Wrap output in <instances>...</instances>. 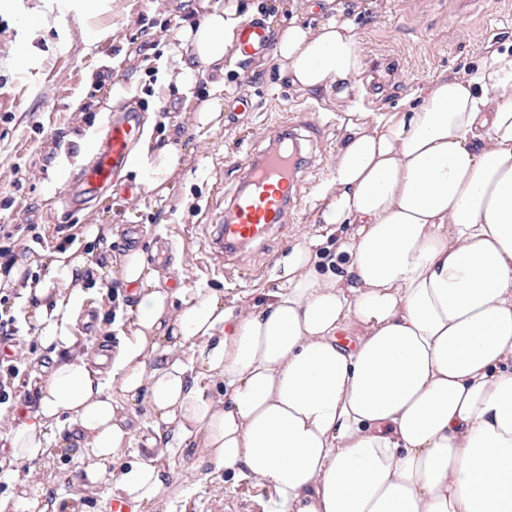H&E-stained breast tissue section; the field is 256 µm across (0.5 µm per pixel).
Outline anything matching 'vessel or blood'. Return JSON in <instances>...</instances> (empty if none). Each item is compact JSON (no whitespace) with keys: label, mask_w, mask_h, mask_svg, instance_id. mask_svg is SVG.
Returning <instances> with one entry per match:
<instances>
[{"label":"vessel or blood","mask_w":512,"mask_h":512,"mask_svg":"<svg viewBox=\"0 0 512 512\" xmlns=\"http://www.w3.org/2000/svg\"><path fill=\"white\" fill-rule=\"evenodd\" d=\"M270 39L264 24L249 20L240 34L245 55L268 50ZM142 116L130 110L108 119L96 151L67 184L64 203L75 214L117 187L131 164L142 133ZM296 154L288 142H276L263 155L249 156L240 165L245 187L234 198L220 224L215 243L222 256L213 262L214 273H222L225 261L239 260L273 225L288 219V186L295 183Z\"/></svg>","instance_id":"b4317fda"}]
</instances>
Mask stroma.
I'll return each instance as SVG.
<instances>
[{
    "instance_id": "1",
    "label": "stroma",
    "mask_w": 512,
    "mask_h": 512,
    "mask_svg": "<svg viewBox=\"0 0 512 512\" xmlns=\"http://www.w3.org/2000/svg\"><path fill=\"white\" fill-rule=\"evenodd\" d=\"M244 8L261 6V19L284 25L288 20L312 26L322 16L308 12L305 0H240ZM224 0H110V9L96 17L111 29L105 42L85 40L86 24L74 15H60L55 0H11L0 12V225L32 224L37 239H25L15 254L26 257L56 250L55 225H100L96 240L75 237L81 252L93 261L137 246L144 256L168 248V264L180 267L173 287L192 295L196 289L223 291L225 299H246L257 288L277 284V263L289 243L305 231L316 235V209L301 202L286 224L253 246L240 263L225 265L223 274L209 270L207 235L241 185L236 164L244 156L269 147L273 131H283L299 116L319 125L322 138L307 148L304 186L319 192L332 157L342 145L348 116L337 107L333 88L305 91L280 78L272 55L257 56L219 69L201 67L195 87L181 92L168 68L180 50L179 33L169 20L183 7L207 14ZM347 17L359 36L368 68L359 79L362 111H396L416 100L434 78L474 66L486 47L512 60V0H350ZM40 14L37 31L22 25L23 17ZM155 26L141 31V17ZM112 78L99 79L102 67ZM126 97L113 103L112 88ZM223 111L218 126L198 127L194 115L213 98ZM253 103L249 112L231 111L238 99ZM144 107L143 138L154 146L174 144L183 150L182 166L160 188H142L139 195L120 192L102 197L77 217L63 214L59 197L70 176L96 144L102 124L114 111ZM88 300L99 309L95 335L80 336L90 351L115 347L120 335L131 334L134 317L127 309L128 292L118 275L84 285ZM20 341L8 348L20 363L12 398L0 405L8 416L33 401L34 383L48 358L34 333L23 302L11 298ZM86 465L77 448L51 451L36 461H14L10 467L30 483L42 485L59 500L60 512H108L119 490L112 482L82 493ZM163 487L138 512H265L274 489L250 480H234L223 471L203 476L188 459L172 455L165 462Z\"/></svg>"
}]
</instances>
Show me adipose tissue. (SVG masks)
I'll return each instance as SVG.
<instances>
[{
    "label": "adipose tissue",
    "instance_id": "ef3b65f1",
    "mask_svg": "<svg viewBox=\"0 0 512 512\" xmlns=\"http://www.w3.org/2000/svg\"><path fill=\"white\" fill-rule=\"evenodd\" d=\"M317 27H276L273 57L291 85H335L354 119L333 160L315 221L346 228L333 256L300 235L277 287L238 305L200 289L181 299L139 248L114 259L131 291L132 335L91 354L73 334L86 275L77 248L0 264L52 364L33 410L11 416L0 447L34 461L69 442L87 488L110 480L132 504L155 498L161 459L190 456L272 486L268 512H512V61L432 80L406 112L361 111L366 61L337 0H313ZM246 21L234 0L180 35L198 65L237 62ZM161 186L179 167L172 145L134 158ZM222 384L211 394L209 385ZM158 425L138 434L128 405ZM150 448L109 472L121 449ZM0 512H58L43 487L6 472Z\"/></svg>",
    "mask_w": 512,
    "mask_h": 512
}]
</instances>
